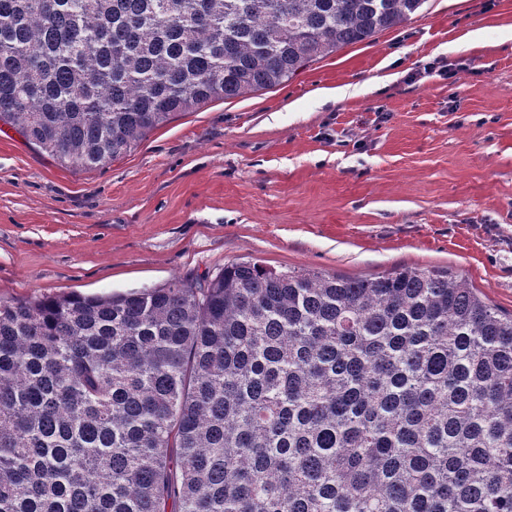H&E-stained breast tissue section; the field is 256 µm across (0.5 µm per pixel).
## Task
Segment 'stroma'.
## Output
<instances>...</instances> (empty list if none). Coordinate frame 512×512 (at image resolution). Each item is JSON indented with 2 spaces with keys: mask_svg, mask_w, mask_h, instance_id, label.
Wrapping results in <instances>:
<instances>
[{
  "mask_svg": "<svg viewBox=\"0 0 512 512\" xmlns=\"http://www.w3.org/2000/svg\"><path fill=\"white\" fill-rule=\"evenodd\" d=\"M433 62L459 72L419 78ZM240 259L446 270L512 312V0H426L100 169L0 132L1 299L128 293Z\"/></svg>",
  "mask_w": 512,
  "mask_h": 512,
  "instance_id": "35a3bbf8",
  "label": "stroma"
}]
</instances>
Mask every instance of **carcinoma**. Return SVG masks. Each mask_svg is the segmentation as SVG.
Masks as SVG:
<instances>
[{
    "instance_id": "1",
    "label": "carcinoma",
    "mask_w": 512,
    "mask_h": 512,
    "mask_svg": "<svg viewBox=\"0 0 512 512\" xmlns=\"http://www.w3.org/2000/svg\"><path fill=\"white\" fill-rule=\"evenodd\" d=\"M426 0H0V124L102 167ZM0 512H512V313L238 260L0 300Z\"/></svg>"
}]
</instances>
